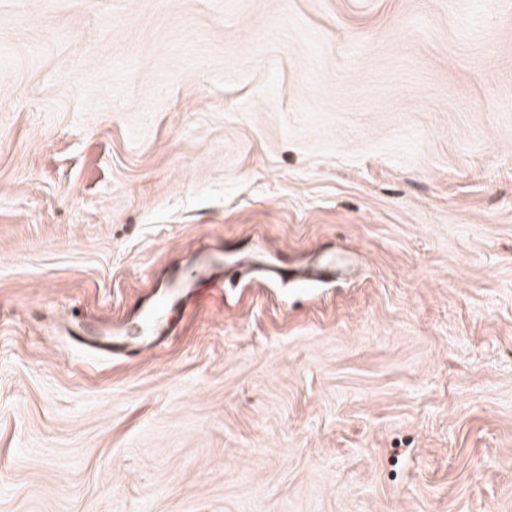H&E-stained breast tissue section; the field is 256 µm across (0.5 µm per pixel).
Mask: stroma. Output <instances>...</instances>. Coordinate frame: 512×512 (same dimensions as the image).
<instances>
[{"instance_id":"obj_1","label":"stroma","mask_w":512,"mask_h":512,"mask_svg":"<svg viewBox=\"0 0 512 512\" xmlns=\"http://www.w3.org/2000/svg\"><path fill=\"white\" fill-rule=\"evenodd\" d=\"M0 512H512V0H0Z\"/></svg>"}]
</instances>
